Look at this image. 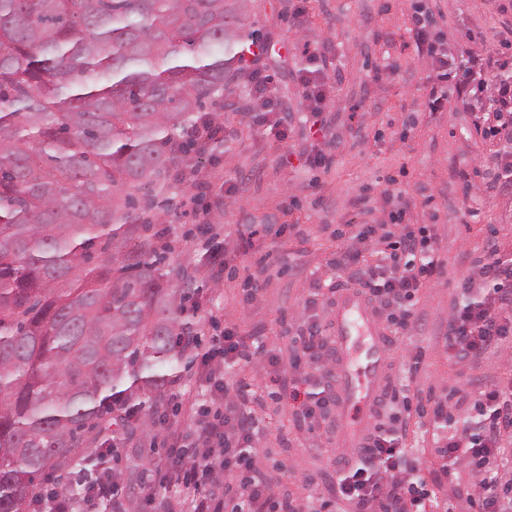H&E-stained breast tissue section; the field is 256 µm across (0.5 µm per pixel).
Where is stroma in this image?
<instances>
[{
	"instance_id": "1",
	"label": "stroma",
	"mask_w": 512,
	"mask_h": 512,
	"mask_svg": "<svg viewBox=\"0 0 512 512\" xmlns=\"http://www.w3.org/2000/svg\"><path fill=\"white\" fill-rule=\"evenodd\" d=\"M502 0H249L247 27L264 46L262 62L286 127V139L254 125L260 102L249 93L250 75L229 85L217 121L227 135L220 150L189 152L167 171L164 196L175 197L171 222L153 223L173 246L168 262L181 272L175 283L197 290L194 320L203 347L225 327H237L245 343L263 342L266 360L224 367L228 390L243 391L259 420L262 466L287 484L299 512L310 488L331 482L344 455L336 446L339 410L331 408L309 428L301 414L306 389L334 395L331 376L313 374L310 385L277 392L274 373H287L294 338L305 320L329 328L336 292L345 281L333 265L371 209L386 224L391 208L385 193L402 197L412 226L435 225L440 236L442 276L423 289L412 327L387 326L386 391L416 397L428 389L453 391L457 417L470 412L477 389L503 373L504 356L486 354L463 368L443 349L448 313L457 286L477 277L471 260L487 238L512 251V183L494 179L491 159L503 151L496 138L476 136L478 108L467 95L450 96L432 73L414 19L419 6H432L427 30L448 57L482 61L512 57V10ZM315 49L326 74L324 137L312 139L313 107L301 82L306 49ZM325 150L329 167L306 164ZM253 224L258 236L241 268L210 276L202 257L212 242L240 245L239 228ZM421 354L416 374L406 360ZM198 437L183 412L165 423L137 430L120 444L119 469L167 448V427ZM432 423L411 417L407 463L420 469L432 512H471L448 483H437L439 459ZM314 481L305 487L304 478Z\"/></svg>"
}]
</instances>
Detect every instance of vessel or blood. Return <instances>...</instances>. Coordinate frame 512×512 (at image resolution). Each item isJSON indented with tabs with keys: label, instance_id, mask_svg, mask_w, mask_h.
<instances>
[{
	"label": "vessel or blood",
	"instance_id": "b4317fda",
	"mask_svg": "<svg viewBox=\"0 0 512 512\" xmlns=\"http://www.w3.org/2000/svg\"><path fill=\"white\" fill-rule=\"evenodd\" d=\"M332 339L338 359L336 384L343 395L337 447L359 448L365 443L367 416L354 415L361 403L381 394L386 364L382 324L371 303L354 290L340 291L333 310Z\"/></svg>",
	"mask_w": 512,
	"mask_h": 512
}]
</instances>
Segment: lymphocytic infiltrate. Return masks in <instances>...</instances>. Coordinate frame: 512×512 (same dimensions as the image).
I'll list each match as a JSON object with an SVG mask.
<instances>
[{"mask_svg": "<svg viewBox=\"0 0 512 512\" xmlns=\"http://www.w3.org/2000/svg\"><path fill=\"white\" fill-rule=\"evenodd\" d=\"M375 227L363 224L353 241L336 253V269L348 272L370 300L390 312V321L407 328L416 316L420 289L434 284L441 267L431 257L437 244L433 226L402 228L387 240L382 257L367 261L364 245H376ZM480 290L470 280L460 284L469 302L453 305L448 314L444 348L456 364L470 365L490 349L512 338V257L490 248L477 262ZM235 330L225 329L201 358L206 392L223 391L220 362L250 358ZM476 432L451 435L439 450L445 473H467L457 487L476 512H512V378L482 386L473 405ZM257 420L227 402L221 415L205 418L203 444L191 446L187 436L171 431L165 457L154 460L143 478L141 506L146 512H296L275 480L267 477L255 451ZM405 436L398 430L373 429L364 448L336 471L326 492L313 497L309 512H336L349 504L353 512H423L422 498L411 491L405 469Z\"/></svg>", "mask_w": 512, "mask_h": 512, "instance_id": "lymphocytic-infiltrate-1", "label": "lymphocytic infiltrate"}]
</instances>
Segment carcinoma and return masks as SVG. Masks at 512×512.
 I'll return each mask as SVG.
<instances>
[{
  "instance_id": "obj_1",
  "label": "carcinoma",
  "mask_w": 512,
  "mask_h": 512,
  "mask_svg": "<svg viewBox=\"0 0 512 512\" xmlns=\"http://www.w3.org/2000/svg\"><path fill=\"white\" fill-rule=\"evenodd\" d=\"M245 2L0 0V512H40L77 464L98 508L107 425H149L193 362L141 203L170 212L172 152L257 44Z\"/></svg>"
}]
</instances>
